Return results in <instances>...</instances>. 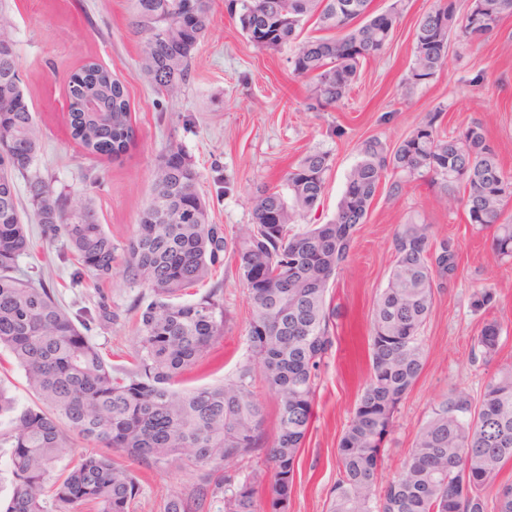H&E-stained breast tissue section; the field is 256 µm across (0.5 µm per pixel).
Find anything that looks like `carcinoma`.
Here are the masks:
<instances>
[{
	"mask_svg": "<svg viewBox=\"0 0 512 512\" xmlns=\"http://www.w3.org/2000/svg\"><path fill=\"white\" fill-rule=\"evenodd\" d=\"M185 0H134V24L144 35L141 70L169 96L190 75L192 54L213 23L211 0L183 22ZM372 0H230V15L256 48L269 51L299 38L315 19L330 36L304 41L291 60L293 75L309 81L311 108L334 107L357 82L362 62L389 44L401 8L371 10ZM512 15V0H478L461 12L459 0H435L417 22L411 80L424 82L446 64L448 42L493 33ZM0 348L25 372L39 401L20 407L0 384V448L10 449L13 489L0 512H130L140 491L133 471L98 452L111 448L149 465L174 461L202 467L251 456L257 468L242 480L224 477V512H290L301 450L313 418L317 379L333 347L326 297L336 269L347 260L356 226L386 179L390 194L429 179L451 202L461 201L469 223L492 231L491 249L512 260V172L478 123L441 133L442 110L428 114L390 147L377 136L363 140L336 215L298 233L289 225L312 211L330 169L326 152L307 153L284 175L285 190L262 184L251 197L252 223L234 244L236 274L249 292L247 340L253 363L221 384L174 389L205 361L224 335V300L218 291L180 301L194 284L224 265V228L209 222L197 192L199 174L176 149L157 166L148 205L122 247L112 241L95 209L77 212L68 197L33 172L40 137L19 78L16 49H0ZM101 111L84 110L88 98ZM70 136L92 155L119 159L134 138L130 105L121 82L88 61L68 88ZM26 181L34 219L46 239L63 238L77 274L102 283L122 262L126 278L151 291L138 306L137 348L130 366L112 368L86 336L92 313L77 319L51 289L18 274L32 248L19 212L17 178ZM395 259L371 313L368 379L336 448L339 478L329 512H487L485 492L496 490L497 512H512V484L499 482L512 460V367L487 382L479 400L452 388L434 405L416 434L402 472L379 485L378 464L395 414L425 364L422 330L436 294L454 281L459 246L433 238L431 225L399 224ZM494 291L473 293L471 306H491ZM500 327L486 323L477 346L491 359ZM278 401L273 439L265 408L254 391L252 365ZM73 433L82 444L77 462L56 463Z\"/></svg>",
	"mask_w": 512,
	"mask_h": 512,
	"instance_id": "obj_1",
	"label": "carcinoma"
}]
</instances>
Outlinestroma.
<instances>
[{
	"label": "stroma",
	"mask_w": 512,
	"mask_h": 512,
	"mask_svg": "<svg viewBox=\"0 0 512 512\" xmlns=\"http://www.w3.org/2000/svg\"><path fill=\"white\" fill-rule=\"evenodd\" d=\"M211 5L214 23L194 52L191 77L178 97L170 98L156 93L140 69L143 36L133 25L131 0H9L22 89L40 128L36 168L72 204H92L116 244L133 234L150 200L154 171L173 148L198 172L197 190L210 220L223 225L231 243L252 221L249 197L256 186L278 185L284 171L313 150L330 155L326 188L319 206L293 229L332 219L360 142L377 136L395 145L438 108L446 132L480 123L504 168L512 170V16L483 41L451 40L443 70L415 84L409 79L415 26L434 0H405L385 52L362 64L341 103L316 110L306 80L292 73L298 43L260 52L231 18L228 0ZM89 60L112 70L129 100L135 139L117 160L89 155L70 137L68 80ZM412 218L431 224L435 238L458 241L459 275L437 296L425 324V367L386 439L380 480L401 473L417 431L450 388L480 397L493 374L512 366V262L498 260L489 231L469 223L463 205L448 204L428 181L409 182L395 196L381 188L327 293L334 346L320 371L291 512H328L338 478L336 448L368 374L369 322L393 265L394 229ZM29 232L34 248L21 258L20 271L54 289L70 312L106 306L112 320L91 323L88 334L106 361L127 366L136 348L135 307L150 298V290L130 283L119 270L101 288L76 279L77 263L61 242L45 240L34 222ZM482 286L493 288L495 298L476 311L471 298ZM216 288L224 298V334L209 362L185 375L181 388L236 377L251 357L250 300L237 279L233 254L189 288L187 298L198 300ZM490 321L498 322L500 335L496 355L485 361L477 355L476 338ZM114 459L139 478L141 491L131 512H164L175 496L183 499L186 512H224L225 474L241 479L257 466L246 458L228 469L219 463L156 469L119 453ZM201 486L208 489L203 498L197 495Z\"/></svg>",
	"instance_id": "1"
}]
</instances>
